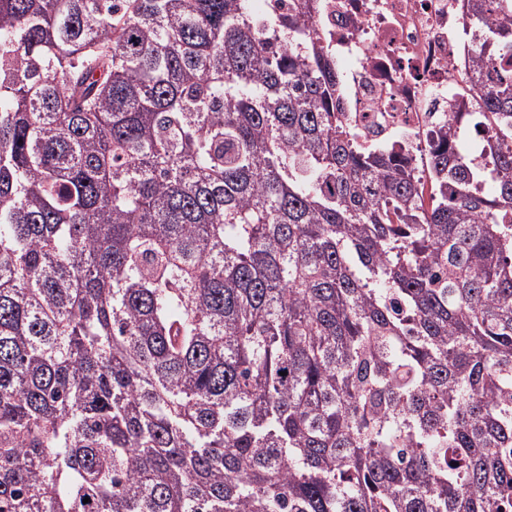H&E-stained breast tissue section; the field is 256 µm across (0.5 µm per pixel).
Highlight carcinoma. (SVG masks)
<instances>
[{"instance_id": "obj_1", "label": "carcinoma", "mask_w": 512, "mask_h": 512, "mask_svg": "<svg viewBox=\"0 0 512 512\" xmlns=\"http://www.w3.org/2000/svg\"><path fill=\"white\" fill-rule=\"evenodd\" d=\"M502 2L422 183L310 0H0V512H512Z\"/></svg>"}]
</instances>
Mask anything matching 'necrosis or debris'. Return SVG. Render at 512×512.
<instances>
[{"mask_svg":"<svg viewBox=\"0 0 512 512\" xmlns=\"http://www.w3.org/2000/svg\"><path fill=\"white\" fill-rule=\"evenodd\" d=\"M361 146L399 149L420 178L449 116L472 112L474 57L464 0H317Z\"/></svg>","mask_w":512,"mask_h":512,"instance_id":"4bbe7bcc","label":"necrosis or debris"}]
</instances>
